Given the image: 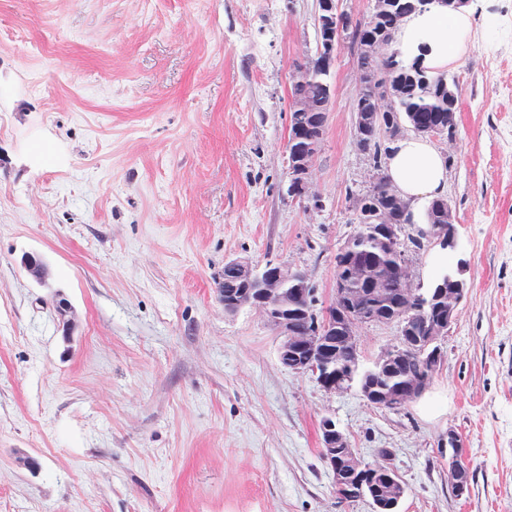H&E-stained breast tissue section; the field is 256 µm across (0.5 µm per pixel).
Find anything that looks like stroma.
Listing matches in <instances>:
<instances>
[{
  "label": "stroma",
  "mask_w": 512,
  "mask_h": 512,
  "mask_svg": "<svg viewBox=\"0 0 512 512\" xmlns=\"http://www.w3.org/2000/svg\"><path fill=\"white\" fill-rule=\"evenodd\" d=\"M315 5L0 0V512H372L336 493L326 415L365 460L389 451L402 512H512V0H478L447 69L456 128L432 143L471 288L428 390L400 411L327 393L257 309H224L234 258L303 269L327 304L372 186L346 45L322 206L286 193ZM462 441L456 432L448 434V483L457 497H464L469 493L470 476L463 465Z\"/></svg>",
  "instance_id": "stroma-1"
}]
</instances>
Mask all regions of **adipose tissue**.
<instances>
[{"instance_id":"1","label":"adipose tissue","mask_w":512,"mask_h":512,"mask_svg":"<svg viewBox=\"0 0 512 512\" xmlns=\"http://www.w3.org/2000/svg\"><path fill=\"white\" fill-rule=\"evenodd\" d=\"M473 20L468 11L450 19L434 11L415 14L397 31V42L407 58L420 59L427 70L439 71L455 60L457 34ZM386 172L400 196L413 206L442 195L447 189L444 160L434 146L421 137L395 141L386 158Z\"/></svg>"}]
</instances>
